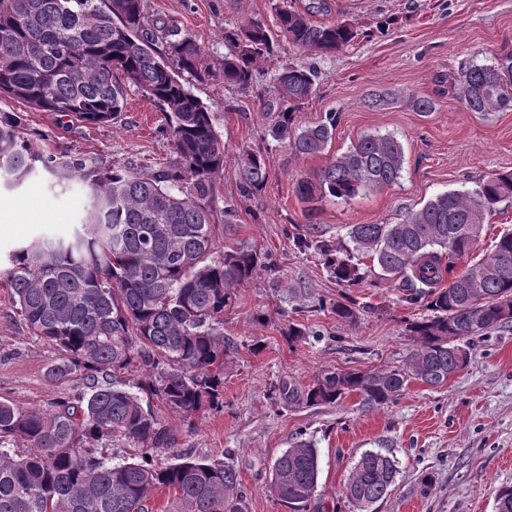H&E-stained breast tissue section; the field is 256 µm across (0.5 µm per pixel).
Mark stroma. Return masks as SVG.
Returning <instances> with one entry per match:
<instances>
[{
  "label": "stroma",
  "mask_w": 512,
  "mask_h": 512,
  "mask_svg": "<svg viewBox=\"0 0 512 512\" xmlns=\"http://www.w3.org/2000/svg\"><path fill=\"white\" fill-rule=\"evenodd\" d=\"M276 0H146L151 16L174 21L202 48L207 72L186 76L206 104L225 146L216 182L214 249L241 245L268 255L273 270L237 289L224 317V336L235 349L224 369V408L185 422L162 404L159 418L174 432L164 461L191 455L232 464L246 497V512H290L269 491L271 466L298 438L312 440L320 457L317 491L306 512H354L343 486L362 453L393 457L398 474L374 512H495L498 490L512 486V328L471 340L468 366L444 385L409 382L393 403L368 410L358 394L331 404L288 403L283 387L305 389L324 370L371 372L402 367L413 345L408 325L421 317L401 290L343 288L318 255L302 252L294 233L314 226L323 239H344L352 224H396L436 195L467 191L493 174L512 171V110L484 115L457 97L463 68L498 65L512 56V0H330L328 21L355 26L357 38L320 58L279 41L252 89L224 83V31L250 20L275 27ZM316 62L315 95L297 122L311 126L336 112L341 120L324 153L298 157L267 134L264 109L281 65ZM431 98V112L414 101ZM0 110L23 113L24 133L41 134L48 147L82 156L89 164L164 162L170 143L165 115L130 89L118 119L62 131L48 112L8 97ZM366 134L401 142L404 170L396 184L349 201L319 203L313 221L296 196L300 176L326 167ZM262 150L269 176L257 194H244L235 168L241 149ZM87 204L80 181L55 187L50 175L27 178L0 192V398L22 408L52 410L72 393L68 382L49 383L56 348L30 336L15 314L8 286L9 257L20 245L72 232ZM234 207L232 220L223 217ZM296 294H289V287ZM353 299L348 322L333 303ZM307 335L289 341V323Z\"/></svg>",
  "instance_id": "1"
}]
</instances>
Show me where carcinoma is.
I'll return each instance as SVG.
<instances>
[{"label": "carcinoma", "mask_w": 512, "mask_h": 512, "mask_svg": "<svg viewBox=\"0 0 512 512\" xmlns=\"http://www.w3.org/2000/svg\"><path fill=\"white\" fill-rule=\"evenodd\" d=\"M276 31L250 21L224 29V84L252 88L257 68L273 54L276 36L319 56L349 45V23H316L328 0L275 4ZM202 49L192 36L146 14L144 0H0V96L53 112L62 125H99L123 112L135 86L166 116L169 160L101 168L80 156L53 153L22 132L18 112L0 111V174L14 187L43 171L88 189L82 221L66 238H41L10 255L9 286L16 314L30 335L60 352L46 373L52 383L77 382L76 394L54 409H23L0 400V512H149L159 488L177 496V512H245L238 472L229 463L183 457L159 461L174 433L153 412V400L190 421L224 404V314L236 288L265 267L259 252L241 246L213 257L215 180L224 172V145L208 106L192 95L183 74L198 76ZM472 65L458 99L470 112L512 110L497 91L502 71ZM315 66L289 63L273 77L277 113L269 135L296 156L322 153L332 143L339 113L301 127L297 113L316 91ZM404 164L392 136L364 135L318 173L297 180L308 204L348 201L394 184ZM242 191L260 192L268 179L266 156L242 152ZM512 200V171L496 173L467 192L447 191L397 224H353L348 242L331 244L309 228L292 236L314 251L336 283L366 282L360 258L378 277L393 280L406 302L427 315L409 326L414 346L405 368L373 372L326 370L312 388H288V402L334 403L360 395L370 410L392 403L412 380L439 386L467 367L461 342L512 324V232L499 233L491 255L454 275L469 256L488 215ZM139 365L146 380L137 390L116 372ZM124 439L140 452L115 462L108 449ZM314 443L300 440L277 457L270 492L303 512L320 475ZM395 461L364 452L344 486L359 512L389 492Z\"/></svg>", "instance_id": "carcinoma-1"}]
</instances>
